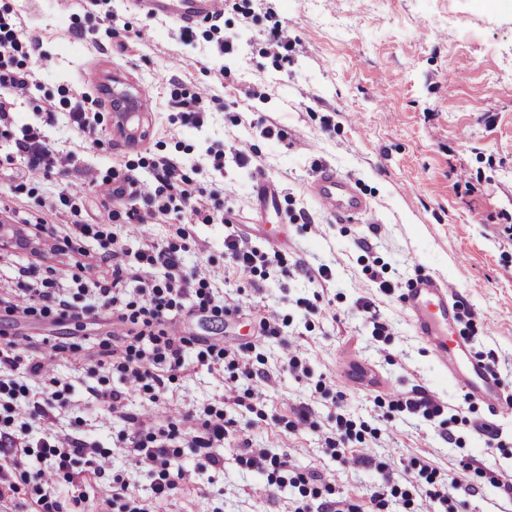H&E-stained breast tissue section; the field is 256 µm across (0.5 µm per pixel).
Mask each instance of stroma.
Wrapping results in <instances>:
<instances>
[{
    "instance_id": "1",
    "label": "stroma",
    "mask_w": 512,
    "mask_h": 512,
    "mask_svg": "<svg viewBox=\"0 0 512 512\" xmlns=\"http://www.w3.org/2000/svg\"><path fill=\"white\" fill-rule=\"evenodd\" d=\"M0 20L38 37L44 52L24 46L10 59L32 70L35 84L0 127V236L43 214L52 224L77 215L104 225L131 254L145 242L164 249L181 241L184 270L207 268L211 295L242 308L207 321L182 312L179 331L198 339L183 369L157 399L130 394L119 414L94 396L121 388L118 374L90 366L109 319L0 312V348L15 340L47 357L66 388L48 420L34 419L27 399L47 391L16 373L29 395L16 402L14 427L33 441L76 434L110 455L111 470L85 484L83 512H100L101 491L116 476L142 512H293L299 490L242 463L241 438L287 455L292 472L361 512H374L373 494L393 491L409 496L400 512H512V493L501 487L512 476V413L466 399L404 304L416 277H440L460 302V336L474 357L495 361L512 393V0H224L218 22L189 29L143 14L133 0H0ZM275 27L287 32L288 48L269 44ZM124 89L150 95L133 140L113 119L112 93ZM77 106L92 121V140L70 120ZM28 126L65 162L25 172L15 141ZM162 158L207 191L205 214L184 241L181 202L155 212ZM326 167L370 201V213L342 223L317 203L309 186ZM126 176L141 189L128 203L106 193ZM130 206L152 213L151 222L127 229ZM261 223L287 225V248L270 255ZM232 229L268 253L255 273L228 255ZM323 264L331 279L310 280ZM383 279L392 293L381 292ZM268 312L280 335L259 334L257 317ZM52 342L82 350L53 358ZM211 344L243 352L251 377L231 356H207ZM231 390L237 401L227 400ZM416 390L447 406L446 423L397 410L394 394ZM210 409L234 421L213 448L223 466L195 472L192 449L180 448L192 479L156 497L158 470L127 454L129 417L151 427ZM343 431L344 463L327 445ZM432 486L445 500L427 497Z\"/></svg>"
}]
</instances>
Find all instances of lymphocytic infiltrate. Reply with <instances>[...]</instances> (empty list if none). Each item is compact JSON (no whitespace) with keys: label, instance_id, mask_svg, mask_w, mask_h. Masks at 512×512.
Listing matches in <instances>:
<instances>
[{"label":"lymphocytic infiltrate","instance_id":"f902f5d3","mask_svg":"<svg viewBox=\"0 0 512 512\" xmlns=\"http://www.w3.org/2000/svg\"><path fill=\"white\" fill-rule=\"evenodd\" d=\"M19 46L18 34L7 30L0 37V124L10 121L15 98L27 94L33 85L31 71L8 67L4 57ZM157 187L154 196L158 212H166L169 203L182 200L191 214H198V203L204 196L202 188L192 183L182 172L180 163L165 159L157 166ZM53 230L58 245L67 246L78 237L98 241V253H80L72 263L69 284H62L60 272L48 267L45 277L19 284L6 294H0V309L7 315L60 321L80 320L101 312L110 313L112 321L124 328L122 334L106 333L99 343L95 365L118 373L123 382L134 384L147 393L164 386V373L179 370L184 365V350L190 344L187 336H179L171 327L183 308L187 296H194L193 306L202 315L215 318L235 314L234 306L216 303L206 292L207 277L202 270L184 271L177 248L156 250L144 244L135 259H128L114 233L99 225L73 220L69 224L46 226L43 218L19 227L21 238L33 260H41L42 236ZM165 269L163 279L150 277V268ZM136 282V297H129L128 284ZM24 370L42 378V366L29 356L16 352L0 355V408L13 412V402L21 392L12 377L14 370ZM183 428H136L127 442L128 453L137 463L157 468L161 482L153 489L160 498L188 480L189 470L171 450L175 440H183L197 458L196 470L220 466L221 460L212 454L214 443L224 441L229 433V420L215 412L206 418L186 415ZM41 456L54 462L55 472L70 470L73 463L84 462L93 474L105 473L108 456L89 447L82 439L70 434L50 435L36 443Z\"/></svg>","mask_w":512,"mask_h":512}]
</instances>
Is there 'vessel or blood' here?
<instances>
[{"mask_svg": "<svg viewBox=\"0 0 512 512\" xmlns=\"http://www.w3.org/2000/svg\"><path fill=\"white\" fill-rule=\"evenodd\" d=\"M138 6L155 16H168L184 27L202 19H218L223 0H136ZM311 195L318 204L339 221L345 222L370 212L369 201L336 172L325 169L311 183ZM414 329L430 346L469 395L480 398L492 409L512 412V402L504 395L501 380L484 361L472 358L457 342L454 332L457 306L449 297L447 285L438 277L424 275L415 280L405 295Z\"/></svg>", "mask_w": 512, "mask_h": 512, "instance_id": "1", "label": "vessel or blood"}]
</instances>
